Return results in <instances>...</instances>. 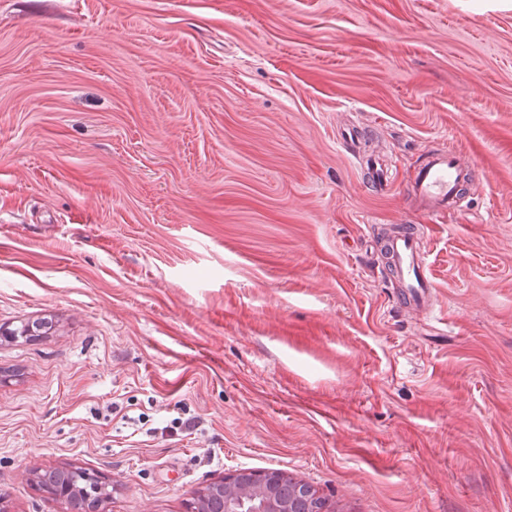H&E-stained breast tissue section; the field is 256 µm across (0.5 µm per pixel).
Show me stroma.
<instances>
[{
  "instance_id": "35a3bbf8",
  "label": "stroma",
  "mask_w": 512,
  "mask_h": 512,
  "mask_svg": "<svg viewBox=\"0 0 512 512\" xmlns=\"http://www.w3.org/2000/svg\"><path fill=\"white\" fill-rule=\"evenodd\" d=\"M390 164L379 192L345 132ZM461 149L468 205L411 182ZM420 229L433 313L375 242ZM0 512H512V0H0ZM80 473L73 470L68 469H53L51 471H43L39 475H37V482L42 488H48V486H53V478L60 476L61 482L65 485L73 487L75 490H79L82 487L80 483ZM80 493V490L78 494ZM77 493H73L70 495V499L78 495ZM238 481H248L254 486L259 495L256 498L244 499L235 496H230L224 493V496H218L220 499V511L219 512H302L301 500L311 494L307 493L305 487H299L296 493H292L288 501H279L276 495L275 484L277 476L272 471H253L251 473H235L229 476H224V479L220 482L212 485L224 487L227 490L229 486L235 485ZM236 492L242 496H249L251 494L250 486L248 483L241 482L235 485ZM313 503L306 500L304 502V512H313Z\"/></svg>"
}]
</instances>
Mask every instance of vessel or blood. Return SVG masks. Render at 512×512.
<instances>
[{"instance_id": "b4317fda", "label": "vessel or blood", "mask_w": 512, "mask_h": 512, "mask_svg": "<svg viewBox=\"0 0 512 512\" xmlns=\"http://www.w3.org/2000/svg\"><path fill=\"white\" fill-rule=\"evenodd\" d=\"M479 182H465L462 157L456 146L430 155L413 183L412 194L419 207L438 214L460 205L464 194L481 192ZM384 251L399 283V306L407 313L432 310L433 283L426 253L414 228L400 225L386 236Z\"/></svg>"}]
</instances>
